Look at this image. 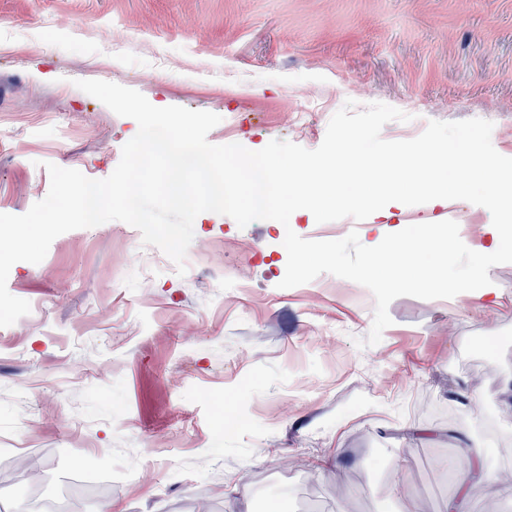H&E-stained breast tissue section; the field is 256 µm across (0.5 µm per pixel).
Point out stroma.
<instances>
[{"label":"stroma","mask_w":512,"mask_h":512,"mask_svg":"<svg viewBox=\"0 0 512 512\" xmlns=\"http://www.w3.org/2000/svg\"><path fill=\"white\" fill-rule=\"evenodd\" d=\"M102 80L151 104L210 111V143L256 151L322 143L345 103L429 121L481 118L512 157V0H0V213L46 197L47 164L107 178L136 122L77 88ZM456 221L469 248L489 211L465 201L398 210L393 225ZM310 240L374 218H299ZM287 230L200 214L187 272L153 268L154 247L121 221L58 236L9 292L29 314L0 328V512L27 489L2 479L15 457L43 485L108 478L80 512H512V264L494 295L400 297L381 341L358 348L375 300L322 274L288 289ZM206 391L201 400L197 391ZM480 448L479 482L460 450Z\"/></svg>","instance_id":"1"}]
</instances>
